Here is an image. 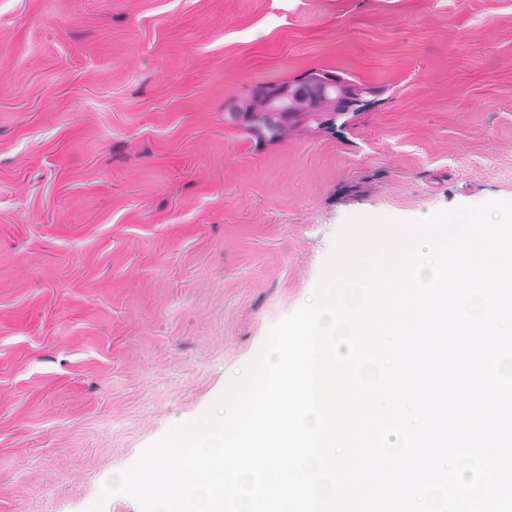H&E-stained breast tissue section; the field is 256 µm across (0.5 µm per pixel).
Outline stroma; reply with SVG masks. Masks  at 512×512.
<instances>
[{"label":"stroma","instance_id":"1","mask_svg":"<svg viewBox=\"0 0 512 512\" xmlns=\"http://www.w3.org/2000/svg\"><path fill=\"white\" fill-rule=\"evenodd\" d=\"M379 87L347 126L260 82ZM512 200V0H0V512H86L314 294L353 216ZM315 69H311L312 71ZM307 71V73L309 72ZM325 71V70H324ZM326 73L333 75L330 71ZM326 73L320 71H312L304 78L297 82L294 81H282V82H263L258 83L253 88L251 94L255 95L257 100H263L264 105H268L274 109V112H262L259 105L254 103L253 100L246 99L244 113H249L251 109L254 114L257 115L258 121L269 125L273 128V138L271 141L280 139L288 131V119L293 118L291 114H288V119H285L280 112H288L283 106L288 99L293 98L295 95L301 93L304 88L303 84L306 83H317L323 84L324 87H334L336 84V97L331 100V106L328 111H319L317 109L314 112H329L330 118L326 120L336 119L338 116L346 115L352 111V108L361 102H369L363 100L367 95H376L377 91L372 87H360L359 85L348 83L338 84L333 79L326 76ZM248 102V103H247ZM278 104L279 106L275 107Z\"/></svg>","mask_w":512,"mask_h":512}]
</instances>
